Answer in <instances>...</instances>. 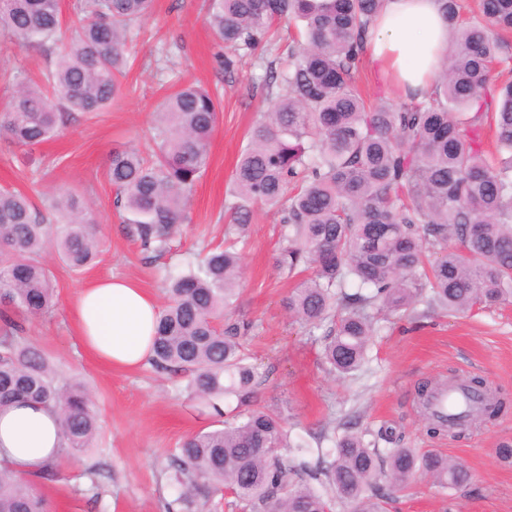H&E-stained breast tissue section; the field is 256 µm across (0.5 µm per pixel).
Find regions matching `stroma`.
Wrapping results in <instances>:
<instances>
[{"label":"stroma","mask_w":512,"mask_h":512,"mask_svg":"<svg viewBox=\"0 0 512 512\" xmlns=\"http://www.w3.org/2000/svg\"><path fill=\"white\" fill-rule=\"evenodd\" d=\"M141 35L128 45L119 97L90 119L73 115L62 137L33 150L31 158L0 136V186L15 188L34 202L63 189L92 206L103 245L82 270L64 265L55 251L44 260L55 285L50 314L23 320L24 337L43 350L61 376L81 382L95 402L98 433L92 448L60 462L56 480H35L49 512H187L177 503L169 459L190 434L214 428L216 418L190 402L186 379L157 372L151 365L112 370L86 353L76 333L71 305L87 285L112 276L127 278L164 301L165 269L182 270L204 247L224 241L230 220L231 176L248 132L271 105L265 84L272 44L261 43L224 70L212 45L204 0H155ZM197 84L215 94L220 112L208 168L190 197V224L172 253L147 260L113 206L107 177L114 149L149 153L154 113L162 98ZM282 214L254 206L238 248L242 274L234 319L251 323L242 339L249 363L264 372L255 401L280 404L292 437L311 448H330L320 440L323 425L348 422L356 430L392 429L401 447L434 451L459 462L473 476L461 488L441 490L426 478L389 491L386 512H512V464L496 448L512 441V412L473 427L464 437L427 434L416 390L425 381L482 376L490 390L512 397V304L477 306L456 315L417 305L385 312L371 339L360 373H328L318 334L291 318L287 301L294 281L280 273ZM96 475H89V468Z\"/></svg>","instance_id":"35a3bbf8"}]
</instances>
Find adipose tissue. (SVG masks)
<instances>
[{
	"instance_id": "1",
	"label": "adipose tissue",
	"mask_w": 512,
	"mask_h": 512,
	"mask_svg": "<svg viewBox=\"0 0 512 512\" xmlns=\"http://www.w3.org/2000/svg\"><path fill=\"white\" fill-rule=\"evenodd\" d=\"M380 77L419 88L448 53V23L439 0H386L368 41ZM78 338L101 362L133 370L151 357L159 306L143 288L121 278L81 289L73 310ZM61 443L59 419L44 405L0 407V463L19 474L39 469Z\"/></svg>"
}]
</instances>
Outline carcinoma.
<instances>
[{
  "label": "carcinoma",
  "mask_w": 512,
  "mask_h": 512,
  "mask_svg": "<svg viewBox=\"0 0 512 512\" xmlns=\"http://www.w3.org/2000/svg\"><path fill=\"white\" fill-rule=\"evenodd\" d=\"M207 22L224 69L252 51L274 23L302 29L288 45V65H267L277 88L272 110L252 127L233 174L226 236L242 237L251 207L279 208L285 245L277 267L297 274L288 310L302 325L324 329L330 371L362 367L377 314L417 302L444 313L512 301V0H479L465 18L458 0H441L450 52L430 88L397 101L367 99L355 84L365 39L384 0H206ZM153 0H74L76 36L63 37L61 0H0V34L50 58L46 81L15 75L17 88L0 130L17 147H34L62 132L71 114L96 116L120 90L127 41L136 37ZM156 151L115 149L107 176L116 208L142 251L160 260L188 220L187 203L206 171L217 102L200 87L165 97L155 113ZM498 157H486L483 135ZM45 211L26 195L0 189V303L27 317L48 313L56 297L41 255L55 250L79 270L99 253L98 227L71 195L54 196ZM240 253L230 245L199 256L166 279V304L153 339L152 365L188 377L187 392L219 417L222 427L188 436L169 467L177 501L228 490L245 512H385L383 479L392 489L416 475L441 489L470 482L469 472L437 452L393 448L381 430L373 439L348 426L323 434L332 448L308 458L291 439L277 407H252L264 374L247 363L239 337L249 331L226 316L237 301ZM356 291H346L348 283ZM4 318L0 330V407L15 401L60 413L59 454L85 452L97 433L94 401L83 385L57 381L44 353ZM441 384L422 389L427 432L448 421L430 407ZM237 401L235 414L222 408ZM484 401L468 411L493 418ZM389 444L379 447V442ZM294 456L286 465L281 449ZM0 512H47L31 481L0 467Z\"/></svg>",
  "instance_id": "cac0c4a2"
}]
</instances>
